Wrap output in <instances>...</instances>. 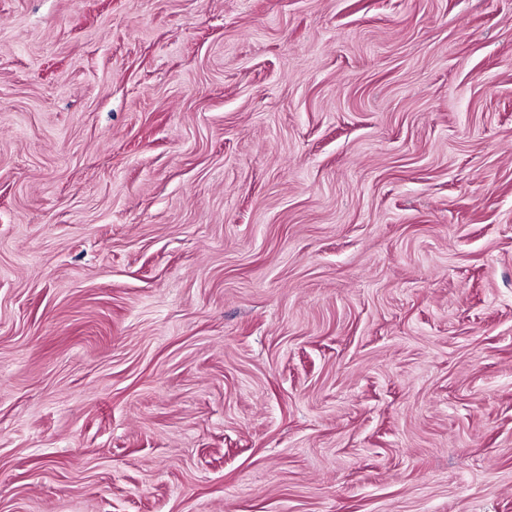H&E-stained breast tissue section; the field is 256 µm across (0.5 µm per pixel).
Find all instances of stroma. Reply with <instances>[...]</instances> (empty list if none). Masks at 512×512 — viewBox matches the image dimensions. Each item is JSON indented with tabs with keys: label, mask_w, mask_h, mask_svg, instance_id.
I'll use <instances>...</instances> for the list:
<instances>
[{
	"label": "stroma",
	"mask_w": 512,
	"mask_h": 512,
	"mask_svg": "<svg viewBox=\"0 0 512 512\" xmlns=\"http://www.w3.org/2000/svg\"><path fill=\"white\" fill-rule=\"evenodd\" d=\"M0 512H512V0H0Z\"/></svg>",
	"instance_id": "stroma-1"
}]
</instances>
